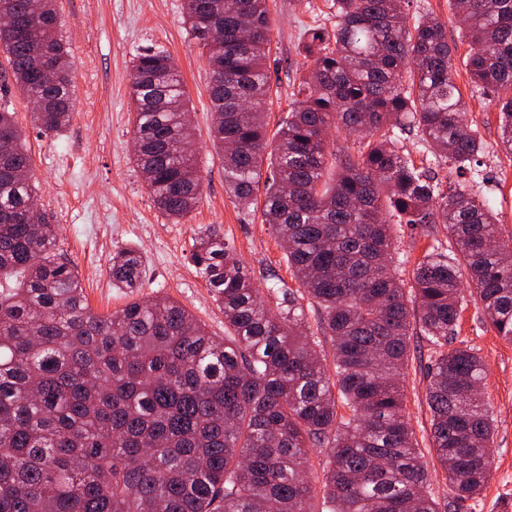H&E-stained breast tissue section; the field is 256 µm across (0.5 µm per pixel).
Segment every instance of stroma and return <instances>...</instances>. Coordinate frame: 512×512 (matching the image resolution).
<instances>
[{
    "instance_id": "1",
    "label": "stroma",
    "mask_w": 512,
    "mask_h": 512,
    "mask_svg": "<svg viewBox=\"0 0 512 512\" xmlns=\"http://www.w3.org/2000/svg\"><path fill=\"white\" fill-rule=\"evenodd\" d=\"M272 25L267 63L272 87L268 134L288 113L293 83L309 66L302 51L305 29L320 19L326 0H268ZM61 31L73 62L74 111L59 134L44 135L29 122V103L12 92L10 109L26 135L38 203L57 229L59 253L77 271L91 309L119 311L131 298L168 296L188 309L216 336L224 333V314L190 253L198 228L208 225L230 241L257 287L278 283L296 288L284 253L260 207L243 210L224 190V163L210 130L213 108L209 74L196 39L183 23V0H57ZM455 82L466 102L464 120L477 127L492 149L483 160L484 191L499 219L502 240H512V155L500 146L499 117L473 86L466 67L469 46L456 28ZM148 47L168 51L177 61L190 98L203 199L182 223H173L154 205L132 160L134 112L130 104L131 62ZM139 249L145 260L142 288L127 294L113 288L109 266L114 252ZM455 342L478 350L487 375L483 394L493 411L492 475L477 500L459 512H512V343L483 323L468 302ZM405 373L406 414L420 448H428L430 413L426 401L429 346L412 336Z\"/></svg>"
}]
</instances>
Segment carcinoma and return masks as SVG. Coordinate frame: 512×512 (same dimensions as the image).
I'll use <instances>...</instances> for the list:
<instances>
[{
	"mask_svg": "<svg viewBox=\"0 0 512 512\" xmlns=\"http://www.w3.org/2000/svg\"><path fill=\"white\" fill-rule=\"evenodd\" d=\"M214 0H184V23L210 70L213 145L224 190L262 222L303 289L273 313L232 246L210 230L191 259L224 313L211 335L169 297L93 312L54 225L34 223L25 135L4 97L33 102L45 135L70 122L73 63L56 0H0L20 20L0 33V512H310L302 464L323 448L328 512H454L492 471L494 424L482 357L453 345L463 279L484 319L512 342V242L475 187L489 146L465 124L447 24L409 21L402 0H331L307 29V74L267 141V0H224V38L203 29ZM470 45L472 82L494 93L512 153V0H450ZM52 77L40 73V62ZM136 166L175 223L204 191L181 72L164 50L133 58ZM352 145L335 146L331 132ZM414 134L461 177L442 187L400 153ZM441 224L412 272L395 261L393 225ZM112 287L143 284L142 254L115 252ZM334 343V372L308 334L301 300ZM425 337L432 445L448 501L427 494V463L404 414L410 338ZM347 414L340 413V409Z\"/></svg>",
	"mask_w": 512,
	"mask_h": 512,
	"instance_id": "1",
	"label": "carcinoma"
}]
</instances>
